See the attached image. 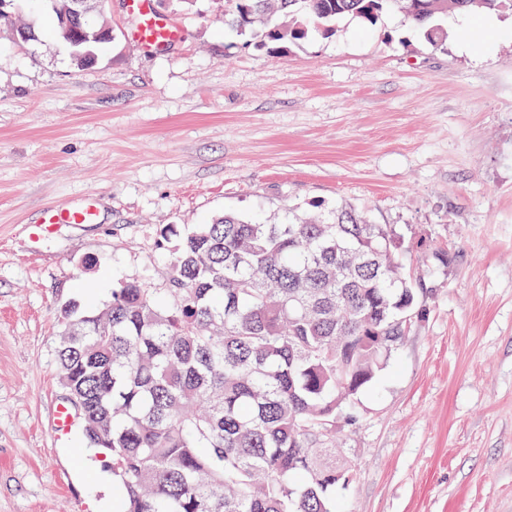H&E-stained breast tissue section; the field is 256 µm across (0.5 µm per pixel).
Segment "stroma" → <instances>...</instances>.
Listing matches in <instances>:
<instances>
[{"label":"stroma","mask_w":512,"mask_h":512,"mask_svg":"<svg viewBox=\"0 0 512 512\" xmlns=\"http://www.w3.org/2000/svg\"><path fill=\"white\" fill-rule=\"evenodd\" d=\"M152 4L179 42L143 48L106 0L113 39L87 68L49 14L30 40L0 33V512L112 507L80 425L53 431L63 305L165 287L163 226L313 201L396 226L431 288L338 431L354 471L336 512H512V11L467 51L456 26L436 48L390 14L269 52L225 28L224 0ZM90 193L97 223L36 234L45 208Z\"/></svg>","instance_id":"stroma-1"}]
</instances>
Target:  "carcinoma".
<instances>
[{
    "instance_id": "obj_1",
    "label": "carcinoma",
    "mask_w": 512,
    "mask_h": 512,
    "mask_svg": "<svg viewBox=\"0 0 512 512\" xmlns=\"http://www.w3.org/2000/svg\"><path fill=\"white\" fill-rule=\"evenodd\" d=\"M512 0H224V22L271 51L405 14L434 46L444 17ZM168 297L139 280L96 314L61 308V387L110 458L115 512H336L351 465L336 423L424 317L404 235L342 204L271 223L226 213L165 225Z\"/></svg>"
}]
</instances>
